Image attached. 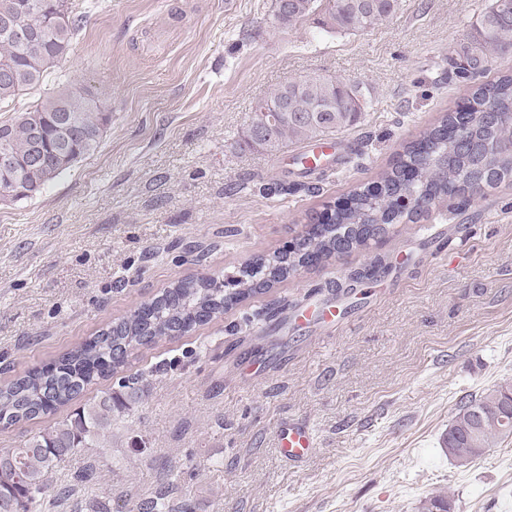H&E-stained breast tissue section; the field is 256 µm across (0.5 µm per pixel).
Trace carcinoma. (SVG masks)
<instances>
[{
  "instance_id": "carcinoma-1",
  "label": "carcinoma",
  "mask_w": 512,
  "mask_h": 512,
  "mask_svg": "<svg viewBox=\"0 0 512 512\" xmlns=\"http://www.w3.org/2000/svg\"><path fill=\"white\" fill-rule=\"evenodd\" d=\"M287 2L290 23L314 19L328 33L346 34L374 27L399 8L400 0H275ZM21 14L23 27L39 31L43 43L33 45L16 38L0 25V67L12 70L0 79V105L15 101L23 92L39 87L72 49L73 38L85 22L73 13L69 0H0V19ZM475 45L464 47L454 68L459 77L474 79L489 70V52L512 51V0H491L477 24ZM494 103L499 117L490 125L482 106ZM267 111L258 112L246 131V143L271 156L289 145H303L329 133L356 125L367 105L363 87L320 76L291 81L263 100ZM94 98L80 89L65 86L45 96L40 103L0 123V149L18 158L35 150L31 130L42 125L47 134L45 149L59 148L55 133L58 115H66L82 133L79 140L64 145L68 159L19 170L8 179L0 173V193L11 192V181L20 182L17 199L32 198L70 170L102 142L110 116L96 108ZM466 134L474 148L461 152L450 132L457 116L446 112L428 128L419 141L405 147L396 166L379 174L375 184L350 193L349 206L337 210L327 224L307 231L302 248L258 257L238 270L232 287L217 288L214 281L189 276L172 283L150 300L149 317L140 308L126 312L76 348L65 353L54 370L30 369L0 385V427L9 428L39 419L71 404H78L65 419L24 440L16 448L0 450V512H36L44 499L62 496L70 489L54 491L51 474L83 448L98 447L101 436L112 430V415L129 411L147 390L140 374L123 377L119 390L83 399L95 381L126 363L132 350L171 336L175 327L190 331L209 323L249 298L284 282L306 265L309 254L328 260L365 245L374 224L412 221L419 211L446 207L462 189L494 187L512 180V151L497 146L512 139V72L477 87L467 113ZM406 195L417 211L397 206ZM125 357L108 363L112 352ZM512 438V384L472 395L460 403L442 445L448 456L465 466L489 449ZM418 512H452L451 501L429 496ZM139 512H180L165 493L139 504Z\"/></svg>"
}]
</instances>
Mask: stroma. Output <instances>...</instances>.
<instances>
[{"label": "stroma", "mask_w": 512, "mask_h": 512, "mask_svg": "<svg viewBox=\"0 0 512 512\" xmlns=\"http://www.w3.org/2000/svg\"><path fill=\"white\" fill-rule=\"evenodd\" d=\"M489 0H401L374 28L281 25L273 0H72L86 22L45 84L85 89L110 121L99 150L38 195L0 204V376L53 366L75 344L189 275L224 276L283 249L392 166L476 81L450 61ZM320 75L368 89L325 174L291 175L243 133L258 102ZM335 308L334 323L323 309ZM154 376L41 512H134L173 488L193 512H512V440L457 466L441 439L459 401L512 381V183L458 213L432 209L365 248L294 274L222 319L129 354ZM302 421L307 462L276 432ZM276 437L280 454L289 463H301L313 451L314 436L304 423H285L278 429Z\"/></svg>", "instance_id": "stroma-1"}]
</instances>
